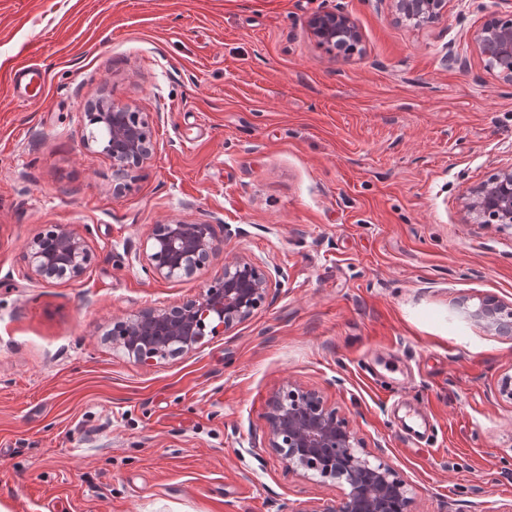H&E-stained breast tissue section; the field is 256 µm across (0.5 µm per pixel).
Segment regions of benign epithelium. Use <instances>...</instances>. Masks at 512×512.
<instances>
[{
    "mask_svg": "<svg viewBox=\"0 0 512 512\" xmlns=\"http://www.w3.org/2000/svg\"><path fill=\"white\" fill-rule=\"evenodd\" d=\"M399 17L438 19L447 0H391ZM309 27L322 44L347 46L360 42L355 22L347 14L324 10L314 14ZM473 41L486 67L512 84V15L494 16L478 29ZM96 124L83 117L85 144L99 142L94 128L107 129L112 146L102 152L112 161V191L129 189L132 174L151 159L155 150L150 116L127 105L96 113ZM469 214L489 224H512V164L487 183L469 190L464 203ZM214 226L203 222H167L152 227L145 260L153 275L164 278L193 276L207 265L215 250ZM33 272L44 279L81 278L92 260L84 238L68 225L51 224L27 244ZM272 284L266 270L249 257L235 256L224 273L196 299L180 305L145 308L112 328V342L138 361L167 358L194 349L205 335L232 330L248 319L264 301ZM472 317L490 331L512 335V306L494 299L482 301ZM266 419L268 447L281 456L288 471L344 483L339 507L324 512H411L408 483L393 467L376 463L363 453L362 444L346 419L326 405L312 389L288 386L269 400Z\"/></svg>",
    "mask_w": 512,
    "mask_h": 512,
    "instance_id": "1",
    "label": "benign epithelium"
}]
</instances>
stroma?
Masks as SVG:
<instances>
[{
  "instance_id": "1",
  "label": "stroma",
  "mask_w": 512,
  "mask_h": 512,
  "mask_svg": "<svg viewBox=\"0 0 512 512\" xmlns=\"http://www.w3.org/2000/svg\"><path fill=\"white\" fill-rule=\"evenodd\" d=\"M325 9L357 52L319 46ZM493 13L512 0L419 26L389 0H0V507L324 512L346 485L266 446L294 384L404 475L414 512H512V338L470 317L512 305V228L464 209L512 164V85L473 43ZM33 61L44 95L17 101ZM91 101L150 115L155 152L120 195L82 141ZM168 221L215 226L194 277L145 270ZM50 224L85 236L81 278L32 271ZM235 255L281 272L246 321L149 364L113 346V320L198 297ZM417 414L423 445L395 428ZM309 27L322 44L336 48V40L345 48L351 43L360 42V33L355 22L347 14L336 10H324L314 14ZM10 80L14 97L22 101L38 99L47 83V71L31 63L15 69Z\"/></svg>"
}]
</instances>
